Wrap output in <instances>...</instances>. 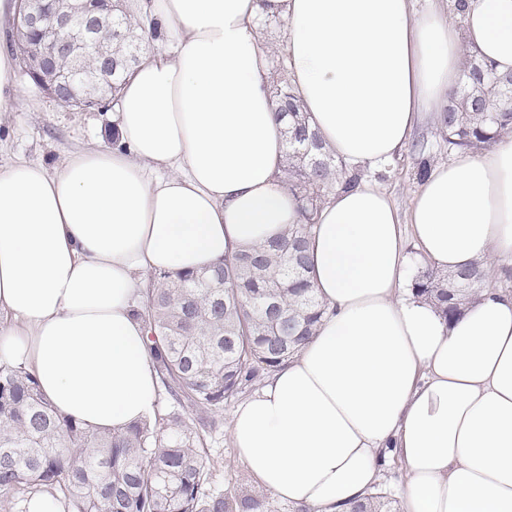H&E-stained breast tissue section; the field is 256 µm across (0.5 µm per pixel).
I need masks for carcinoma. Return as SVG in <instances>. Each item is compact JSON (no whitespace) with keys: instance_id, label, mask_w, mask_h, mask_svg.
<instances>
[{"instance_id":"carcinoma-1","label":"carcinoma","mask_w":512,"mask_h":512,"mask_svg":"<svg viewBox=\"0 0 512 512\" xmlns=\"http://www.w3.org/2000/svg\"><path fill=\"white\" fill-rule=\"evenodd\" d=\"M112 6V37L128 30L127 49L113 56L118 90L138 60L141 23ZM287 145L282 181L303 204L293 224L267 246L228 252L209 271L149 274L137 315L144 323L162 388L181 407L122 431L92 429L58 413L36 377L0 365V500L48 493L63 512H268L267 493L245 487L232 498L208 487L204 440L196 417L216 415L276 371L315 334L325 313L309 278L307 244L329 195L356 188L362 172L324 151L308 116L276 88ZM512 80L464 53L461 84L440 113L436 131L448 151L484 149L512 136ZM491 275L482 261L458 272L428 266L415 293L444 319L477 299ZM382 493L352 512H393Z\"/></svg>"}]
</instances>
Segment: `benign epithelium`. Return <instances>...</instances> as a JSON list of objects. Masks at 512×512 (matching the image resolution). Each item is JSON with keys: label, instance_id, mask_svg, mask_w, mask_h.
<instances>
[{"label": "benign epithelium", "instance_id": "benign-epithelium-1", "mask_svg": "<svg viewBox=\"0 0 512 512\" xmlns=\"http://www.w3.org/2000/svg\"><path fill=\"white\" fill-rule=\"evenodd\" d=\"M112 29V13L98 11L91 0H70L63 7L58 0H19L13 32L14 42L23 46L24 69L48 97L81 111L100 110L104 101L83 91L88 78L78 76L80 62L96 57L103 73L116 69V62L101 48L98 32ZM37 32L39 37L31 39ZM68 55L73 68L50 76L59 59Z\"/></svg>", "mask_w": 512, "mask_h": 512}]
</instances>
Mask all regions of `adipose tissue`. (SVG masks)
<instances>
[{"mask_svg": "<svg viewBox=\"0 0 512 512\" xmlns=\"http://www.w3.org/2000/svg\"><path fill=\"white\" fill-rule=\"evenodd\" d=\"M150 29L116 108L118 143L55 167L0 165V363L58 411L122 428L154 412L157 374L134 314L147 276L200 270L302 223L280 178L270 57L337 159L382 170L458 88L465 50L512 72V0H128ZM284 41L266 40L265 16ZM444 271L493 283L445 323L418 298L404 237ZM327 314L235 409L259 488L347 512L399 459L402 512H512V140L435 163L406 212L377 185L336 191L309 242Z\"/></svg>", "mask_w": 512, "mask_h": 512, "instance_id": "obj_1", "label": "adipose tissue"}]
</instances>
